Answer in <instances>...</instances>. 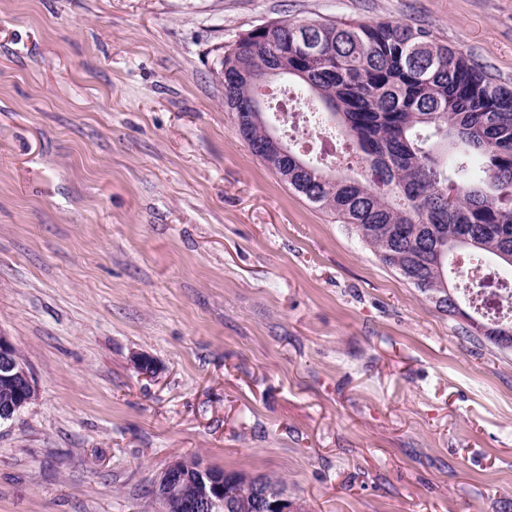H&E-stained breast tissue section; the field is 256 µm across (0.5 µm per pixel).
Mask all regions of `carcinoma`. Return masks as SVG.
<instances>
[{
  "label": "carcinoma",
  "mask_w": 512,
  "mask_h": 512,
  "mask_svg": "<svg viewBox=\"0 0 512 512\" xmlns=\"http://www.w3.org/2000/svg\"><path fill=\"white\" fill-rule=\"evenodd\" d=\"M296 83L318 123L340 128L361 152L364 174L337 175L272 143L264 104L271 79ZM224 111L238 134L288 188L355 229L379 259L462 332L512 333L503 316L473 305L455 312L448 266L457 249L500 263L512 276V90L430 32L399 21H274L224 51Z\"/></svg>",
  "instance_id": "1"
}]
</instances>
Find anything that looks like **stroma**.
<instances>
[{"label":"stroma","mask_w":512,"mask_h":512,"mask_svg":"<svg viewBox=\"0 0 512 512\" xmlns=\"http://www.w3.org/2000/svg\"><path fill=\"white\" fill-rule=\"evenodd\" d=\"M314 19L426 28L512 85V0H0V331L39 388L0 424V512H161L180 459L301 512L512 504V350L224 110L217 55ZM267 487H281L285 486L284 481L275 479L271 476L259 475ZM266 486L256 484L255 488L256 497L253 499L252 504L248 501L239 502L237 509L241 512H300L296 503L288 498V494L284 490H272ZM265 507L267 510H265ZM252 510V511H248Z\"/></svg>","instance_id":"obj_1"}]
</instances>
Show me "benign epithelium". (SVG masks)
Instances as JSON below:
<instances>
[{
	"mask_svg": "<svg viewBox=\"0 0 512 512\" xmlns=\"http://www.w3.org/2000/svg\"><path fill=\"white\" fill-rule=\"evenodd\" d=\"M0 388L8 395L5 405L0 406V423L14 419L38 396V386L31 371L19 357L10 336L1 330ZM184 480L185 476L180 469L172 465L166 467L154 486L156 499L164 503L172 497H178L183 502L184 512H213L215 507H224V494L233 483H252L257 488L256 497L251 503H238L241 512H300L286 491L267 488L256 483L253 477L226 479L224 474L202 466L195 475L190 493L185 495L182 494Z\"/></svg>",
	"mask_w": 512,
	"mask_h": 512,
	"instance_id": "7a95c632",
	"label": "benign epithelium"
}]
</instances>
